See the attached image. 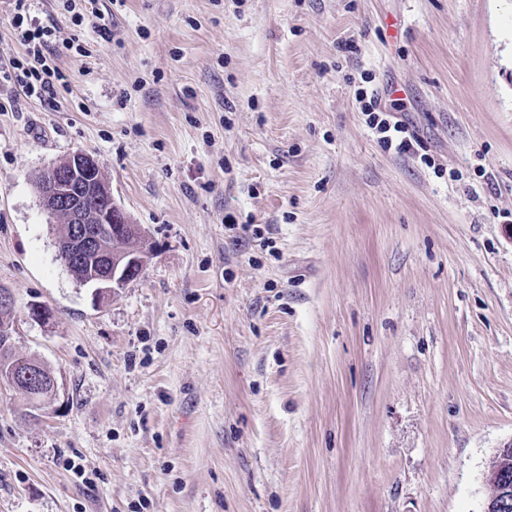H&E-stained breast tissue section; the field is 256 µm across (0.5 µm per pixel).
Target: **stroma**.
<instances>
[{"label": "stroma", "instance_id": "35a3bbf8", "mask_svg": "<svg viewBox=\"0 0 512 512\" xmlns=\"http://www.w3.org/2000/svg\"><path fill=\"white\" fill-rule=\"evenodd\" d=\"M99 6L112 40L33 0L84 47L54 105L0 85V287L58 382L39 412L0 384V512H483L512 440V0ZM78 151L152 245L103 299L36 187ZM374 119H377V127H379L381 130H383L384 133L391 132V136H385V142L387 144L393 143V140L396 143V148L403 153H407L412 150L413 143L417 142L416 139L412 135H406L408 133L407 127L400 124L399 122H391L388 118H380L379 115L374 117Z\"/></svg>", "mask_w": 512, "mask_h": 512}]
</instances>
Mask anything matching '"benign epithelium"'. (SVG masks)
Listing matches in <instances>:
<instances>
[{"label":"benign epithelium","instance_id":"1","mask_svg":"<svg viewBox=\"0 0 512 512\" xmlns=\"http://www.w3.org/2000/svg\"><path fill=\"white\" fill-rule=\"evenodd\" d=\"M89 196L96 197L97 208L85 207ZM39 197L50 216L65 214L70 230L56 237L57 256L79 273L83 285L99 296L111 295L142 274L148 261L144 249L113 250L111 245L117 238L144 241L146 231L116 204L92 156L74 153L46 168ZM484 482L489 491L484 512H512V440L496 449Z\"/></svg>","mask_w":512,"mask_h":512}]
</instances>
